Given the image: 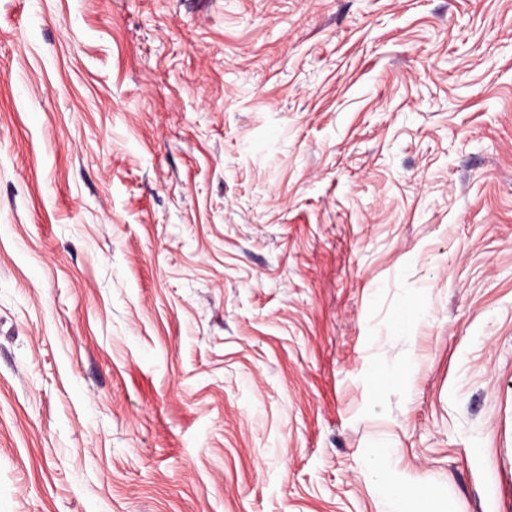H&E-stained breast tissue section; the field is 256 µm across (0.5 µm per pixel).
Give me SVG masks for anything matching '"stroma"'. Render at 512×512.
<instances>
[{"instance_id":"stroma-1","label":"stroma","mask_w":512,"mask_h":512,"mask_svg":"<svg viewBox=\"0 0 512 512\" xmlns=\"http://www.w3.org/2000/svg\"><path fill=\"white\" fill-rule=\"evenodd\" d=\"M512 512V0H0V512ZM377 481L388 491L397 494L405 503L404 512H431V498L422 488H397L392 486L385 477V470L379 462L375 461L372 465Z\"/></svg>"}]
</instances>
